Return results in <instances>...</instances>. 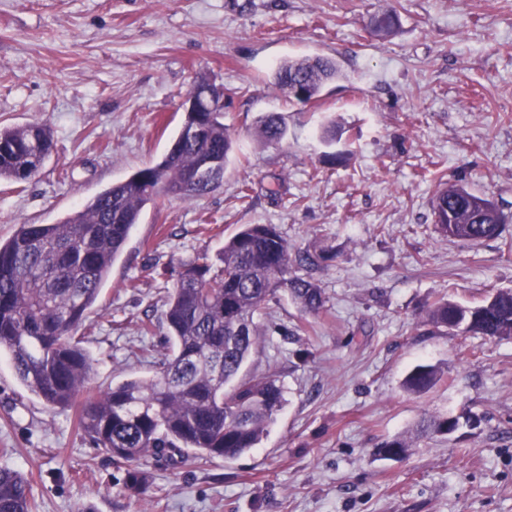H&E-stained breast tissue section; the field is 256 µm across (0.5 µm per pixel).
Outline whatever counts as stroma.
Instances as JSON below:
<instances>
[{"label":"stroma","mask_w":512,"mask_h":512,"mask_svg":"<svg viewBox=\"0 0 512 512\" xmlns=\"http://www.w3.org/2000/svg\"><path fill=\"white\" fill-rule=\"evenodd\" d=\"M393 6L395 33L369 34V17ZM316 54L345 80L289 103L272 65ZM202 77L224 88L234 156L207 196L145 207L80 328L94 359L86 394L153 375L179 260L214 257L241 225L274 224L293 251L329 255L312 272L323 313L304 317L283 292L259 318L248 367L277 376L283 409L235 460L149 461L137 494L72 413L0 360V466L26 476L33 512H512V338L424 321L436 297L475 304L512 288V0H0V125L37 122L54 138L36 177L0 181V238L56 223L157 161ZM263 112L287 116V142L255 140ZM331 115L342 164L318 137ZM446 182L497 205L498 237L469 246L435 233ZM147 318L156 329L143 336ZM304 319L309 333H295ZM420 364L443 378L406 393ZM426 413L462 423L405 461L377 455Z\"/></svg>","instance_id":"1"}]
</instances>
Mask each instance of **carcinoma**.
<instances>
[{
    "label": "carcinoma",
    "mask_w": 512,
    "mask_h": 512,
    "mask_svg": "<svg viewBox=\"0 0 512 512\" xmlns=\"http://www.w3.org/2000/svg\"><path fill=\"white\" fill-rule=\"evenodd\" d=\"M396 9L370 18L369 26L390 34ZM341 78L336 61L288 58L272 69V84L297 104L320 99L324 87ZM300 82L305 99L290 94ZM214 83L199 79L189 94L205 104ZM266 145L288 137L280 112L256 121ZM51 131L44 125L0 126V180L24 182L50 157ZM233 138L224 125V105L187 112L168 151L83 202L55 224H22L0 240V357L9 358L20 383L62 412L74 411L78 429L97 448L125 465V487L142 493L149 483L148 459L172 465L221 457L234 460L254 448L284 404L283 388L271 373L240 377L259 344L256 318L278 291L285 290L305 314L325 308L322 288L311 276L292 272V263L313 269L325 251L291 258L288 241L274 224H245L224 242L215 258L184 260L164 303L170 352L154 376L130 379L93 399L80 401L93 358L74 332L98 301L100 290L142 210L166 196L185 199L209 194L224 178ZM435 231L477 245L500 234L503 216L494 203L464 186L446 184L432 205ZM426 323L448 335L512 336V289L491 293L468 306L436 298ZM440 380L437 368L416 366L403 389L420 394ZM459 420L424 416L412 435H448ZM408 437L381 442L385 459L409 456ZM28 480L0 466V512H32Z\"/></svg>",
    "instance_id": "cac0c4a2"
}]
</instances>
